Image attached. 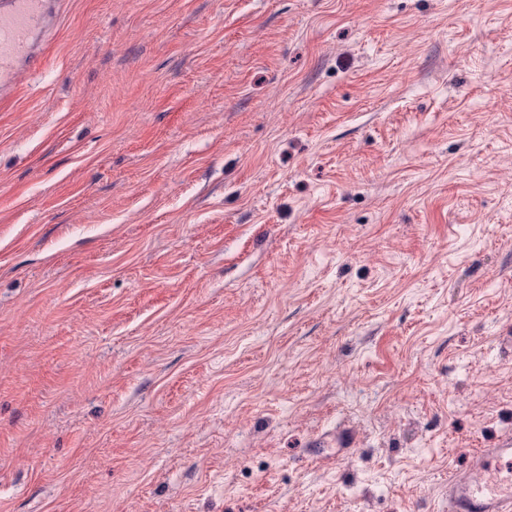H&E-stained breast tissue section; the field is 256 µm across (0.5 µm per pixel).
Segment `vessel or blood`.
<instances>
[{
    "label": "vessel or blood",
    "instance_id": "b4317fda",
    "mask_svg": "<svg viewBox=\"0 0 512 512\" xmlns=\"http://www.w3.org/2000/svg\"><path fill=\"white\" fill-rule=\"evenodd\" d=\"M57 0H0V87L15 88L47 58ZM512 466V434L499 447L475 449L469 467L448 474V512H512V485L494 477Z\"/></svg>",
    "mask_w": 512,
    "mask_h": 512
}]
</instances>
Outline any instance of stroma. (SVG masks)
<instances>
[{
  "mask_svg": "<svg viewBox=\"0 0 512 512\" xmlns=\"http://www.w3.org/2000/svg\"><path fill=\"white\" fill-rule=\"evenodd\" d=\"M0 102V512H448L512 433V0H64Z\"/></svg>",
  "mask_w": 512,
  "mask_h": 512,
  "instance_id": "obj_1",
  "label": "stroma"
}]
</instances>
